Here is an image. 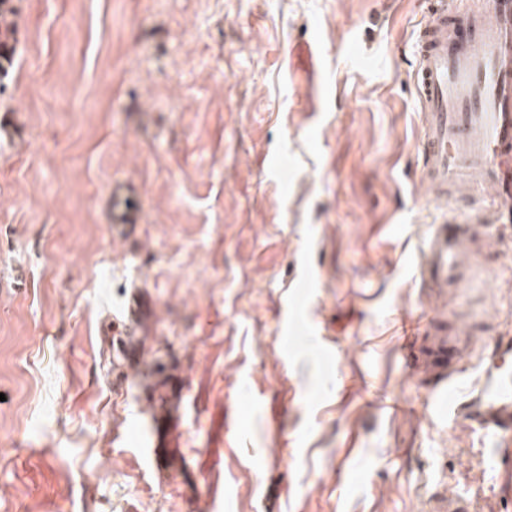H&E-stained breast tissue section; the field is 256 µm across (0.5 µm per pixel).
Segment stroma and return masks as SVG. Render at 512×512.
Returning a JSON list of instances; mask_svg holds the SVG:
<instances>
[{
	"instance_id": "stroma-1",
	"label": "stroma",
	"mask_w": 512,
	"mask_h": 512,
	"mask_svg": "<svg viewBox=\"0 0 512 512\" xmlns=\"http://www.w3.org/2000/svg\"><path fill=\"white\" fill-rule=\"evenodd\" d=\"M16 5L0 512H512L493 440L409 361L452 306L483 317L460 387L512 338V223L460 292L417 277L448 214L414 175L427 0ZM134 294L148 351L117 386ZM113 322L119 329L120 338L117 339V344L119 345L123 342L126 346H136L133 336L135 335L136 330L138 329L140 323L144 318V310L139 301L131 299L127 305H124L119 315H112Z\"/></svg>"
}]
</instances>
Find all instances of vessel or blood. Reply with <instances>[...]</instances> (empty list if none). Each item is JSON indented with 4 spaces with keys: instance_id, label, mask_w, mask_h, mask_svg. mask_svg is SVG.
Returning a JSON list of instances; mask_svg holds the SVG:
<instances>
[{
    "instance_id": "b4317fda",
    "label": "vessel or blood",
    "mask_w": 512,
    "mask_h": 512,
    "mask_svg": "<svg viewBox=\"0 0 512 512\" xmlns=\"http://www.w3.org/2000/svg\"><path fill=\"white\" fill-rule=\"evenodd\" d=\"M432 2L418 27L412 71L423 117L416 176L453 213L429 236L418 276L425 288H456L463 282L456 254L473 227L512 222V0L466 13L461 28L447 0ZM484 194L491 206L478 204ZM143 318L139 301L121 308L113 318L121 342L133 345ZM464 342L437 328L413 362L434 373L433 394L448 412L495 437L502 476L512 480V343H499L483 379L463 392L451 373L462 368Z\"/></svg>"
}]
</instances>
